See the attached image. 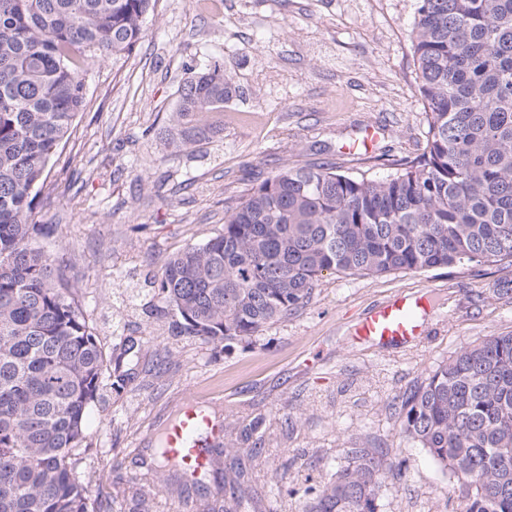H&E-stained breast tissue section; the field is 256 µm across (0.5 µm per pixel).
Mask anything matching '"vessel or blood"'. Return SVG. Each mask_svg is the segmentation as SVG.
<instances>
[{"instance_id": "b4317fda", "label": "vessel or blood", "mask_w": 512, "mask_h": 512, "mask_svg": "<svg viewBox=\"0 0 512 512\" xmlns=\"http://www.w3.org/2000/svg\"><path fill=\"white\" fill-rule=\"evenodd\" d=\"M426 313L425 297L396 294L366 312L353 337L381 348L411 343L424 336ZM162 435L174 469L196 479L213 468L214 450L224 439V421L213 404L190 399Z\"/></svg>"}]
</instances>
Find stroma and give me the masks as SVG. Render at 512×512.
Segmentation results:
<instances>
[{"label": "stroma", "instance_id": "obj_1", "mask_svg": "<svg viewBox=\"0 0 512 512\" xmlns=\"http://www.w3.org/2000/svg\"><path fill=\"white\" fill-rule=\"evenodd\" d=\"M192 2L157 0L134 51L87 72V106L35 200L105 357L75 451L96 512H226L220 474L188 489L153 465L191 394L223 403V445L247 478L238 512H301L351 448L404 463L379 490L381 512H457L448 474L399 435L389 404L460 347L512 333V298L496 293L512 267L330 275L305 307L228 348L174 335L155 285L170 257L219 234L225 207L283 166L333 162L381 179L423 152L416 0H221L216 13ZM214 62L236 87L224 130L172 156L179 90ZM369 125L380 129L371 153L344 154ZM397 293L428 297L425 336L385 350L354 341L359 318Z\"/></svg>", "mask_w": 512, "mask_h": 512}]
</instances>
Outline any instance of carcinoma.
I'll return each instance as SVG.
<instances>
[{"label": "carcinoma", "instance_id": "1", "mask_svg": "<svg viewBox=\"0 0 512 512\" xmlns=\"http://www.w3.org/2000/svg\"><path fill=\"white\" fill-rule=\"evenodd\" d=\"M156 0H0V512H92L74 450L104 356L33 221L49 164L86 105L84 76L130 54ZM411 41L424 152L384 179L284 167L224 210V229L164 265L177 336L230 347L305 306L327 274L512 265V0H417ZM224 65L195 73L172 155L224 130ZM399 434L450 475L460 512H512V333L467 344L394 398ZM319 482L302 512H381L403 477L376 448Z\"/></svg>", "mask_w": 512, "mask_h": 512}]
</instances>
